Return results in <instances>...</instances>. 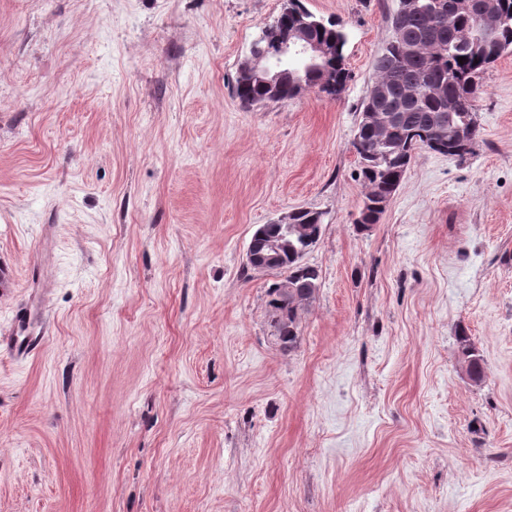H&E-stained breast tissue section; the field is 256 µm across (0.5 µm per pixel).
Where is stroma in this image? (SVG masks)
<instances>
[{
  "instance_id": "1",
  "label": "stroma",
  "mask_w": 512,
  "mask_h": 512,
  "mask_svg": "<svg viewBox=\"0 0 512 512\" xmlns=\"http://www.w3.org/2000/svg\"><path fill=\"white\" fill-rule=\"evenodd\" d=\"M349 80L244 108L283 0H0V512H512V51L378 224L352 146L398 0H303ZM323 214L282 351L254 231ZM483 360L471 382L457 336ZM47 332L46 320L39 309L18 312L11 326L2 333L0 349L10 356L32 354Z\"/></svg>"
}]
</instances>
